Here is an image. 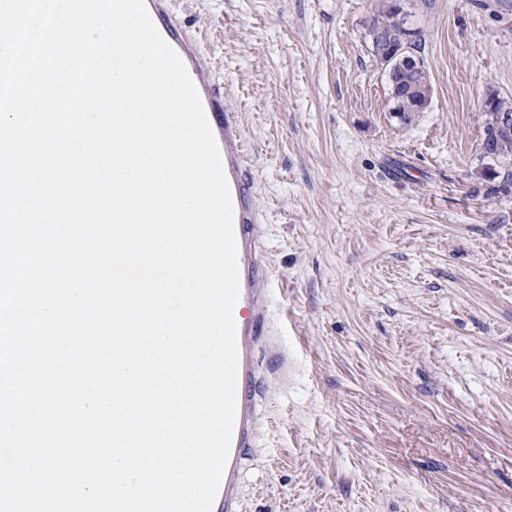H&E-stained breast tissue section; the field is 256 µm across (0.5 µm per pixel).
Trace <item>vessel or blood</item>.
<instances>
[{"mask_svg": "<svg viewBox=\"0 0 512 512\" xmlns=\"http://www.w3.org/2000/svg\"><path fill=\"white\" fill-rule=\"evenodd\" d=\"M149 16L159 34L179 53L198 55L197 40L176 20L166 0H149ZM201 105L224 165L233 206L237 244L239 299L233 310L238 352L236 411L227 462L214 499L213 512H240L243 474L257 441L266 404L264 381L277 361L267 335L269 260L264 226L255 206L249 158L242 143L239 113L224 107V87L206 84Z\"/></svg>", "mask_w": 512, "mask_h": 512, "instance_id": "vessel-or-blood-1", "label": "vessel or blood"}]
</instances>
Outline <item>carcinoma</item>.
Segmentation results:
<instances>
[{
    "mask_svg": "<svg viewBox=\"0 0 512 512\" xmlns=\"http://www.w3.org/2000/svg\"><path fill=\"white\" fill-rule=\"evenodd\" d=\"M394 3L386 5L382 30H376V25H371L369 37L371 52L374 57L381 55H395L402 47L410 48L407 55L394 59L389 68L390 94L394 102V112L406 121L415 112L421 111L428 103L431 86L428 82L424 65L417 62V58L411 52L415 47L412 40L413 31L406 27L404 19L395 20ZM490 108L483 109L485 122L483 126V141L486 152L496 158L512 160V125L504 129L497 125L495 117L501 113L512 116V99L492 94L487 97Z\"/></svg>",
    "mask_w": 512,
    "mask_h": 512,
    "instance_id": "cac0c4a2",
    "label": "carcinoma"
}]
</instances>
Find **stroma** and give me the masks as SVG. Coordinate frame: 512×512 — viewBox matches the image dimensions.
<instances>
[{"label": "stroma", "instance_id": "obj_1", "mask_svg": "<svg viewBox=\"0 0 512 512\" xmlns=\"http://www.w3.org/2000/svg\"><path fill=\"white\" fill-rule=\"evenodd\" d=\"M384 0H172L240 113L287 360L243 512H512V0H405L431 85L400 122ZM486 99L490 103V108H483L486 116L483 126V141L486 152L495 158L506 160L509 158L512 160V123L508 128L504 129L497 125L494 118L500 113H504L507 115H503L501 121L504 124L511 122L512 99L500 97L496 94H491ZM487 101H484L485 106Z\"/></svg>", "mask_w": 512, "mask_h": 512}]
</instances>
